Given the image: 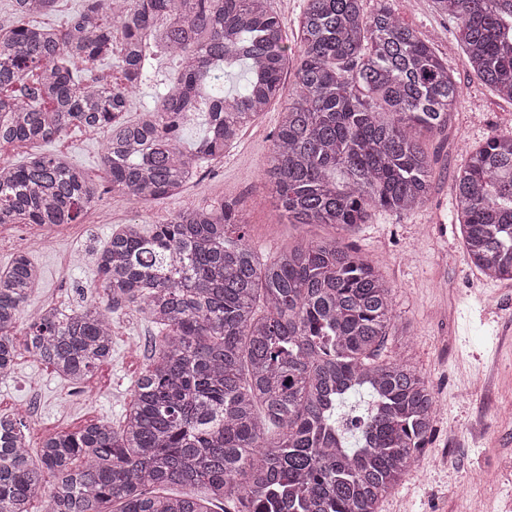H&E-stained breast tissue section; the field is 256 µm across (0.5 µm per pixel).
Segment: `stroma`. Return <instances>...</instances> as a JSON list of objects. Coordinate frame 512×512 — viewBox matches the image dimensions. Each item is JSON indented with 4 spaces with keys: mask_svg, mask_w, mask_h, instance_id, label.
I'll return each instance as SVG.
<instances>
[{
    "mask_svg": "<svg viewBox=\"0 0 512 512\" xmlns=\"http://www.w3.org/2000/svg\"><path fill=\"white\" fill-rule=\"evenodd\" d=\"M394 7L431 44L460 88L447 129L425 137L436 177L421 207L403 214L375 210L368 223L342 234L328 225H295L281 217L262 178V162L281 119L283 98L294 90L288 71L282 99L242 132L223 160L205 167L178 196L166 200L134 204L109 193L100 134L71 128L49 142L0 148V162L10 165L30 153H63L87 173L97 191L94 203L52 241L40 242L30 224L0 227V237L7 240L0 247V269L11 262L15 241L27 239L28 257L39 268L41 282L21 314L26 320L49 307L78 308L98 295L100 277L90 255L121 224L148 228L165 223L179 209L227 201L240 210L248 240L264 260L300 238L340 236L394 289L395 328L384 355L421 371L438 404L428 448L382 500L380 512H465L472 497L482 498L483 512H512V471L500 474L494 484L482 481L484 471L512 455V281L486 279L469 263L452 192L466 161L457 142L473 148L491 137L511 135L512 102L468 69L454 17L435 12L432 0H394ZM101 211L108 221H98ZM112 330L111 360L82 384L59 379L28 353L9 377L0 378V403L17 408L35 403L36 415L25 420L32 442L98 420L120 426L157 331L127 309L113 313ZM480 378L485 387H476Z\"/></svg>",
    "mask_w": 512,
    "mask_h": 512,
    "instance_id": "35a3bbf8",
    "label": "stroma"
}]
</instances>
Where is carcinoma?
<instances>
[{
	"instance_id": "cac0c4a2",
	"label": "carcinoma",
	"mask_w": 512,
	"mask_h": 512,
	"mask_svg": "<svg viewBox=\"0 0 512 512\" xmlns=\"http://www.w3.org/2000/svg\"><path fill=\"white\" fill-rule=\"evenodd\" d=\"M0 38V146L103 133L112 192L174 196L280 96L298 53L294 94L263 164L290 224L350 231L375 209L423 205L435 179L420 139L448 127L459 89L393 0H306L297 48L269 0H84L61 29L24 19L45 0H15ZM458 21L468 66L512 101V0H434ZM178 60L155 106L127 122L130 93L152 79L155 50ZM116 58L91 84L80 68ZM247 66V90L223 72ZM207 114L192 150L183 125ZM453 192L472 266L512 281V136L466 150ZM96 198L62 154L0 167V224L74 222ZM233 206L185 208L144 231L126 224L96 259L104 296L45 309L19 332L40 273L24 251L0 270V376L20 349L70 383L112 352L110 314L125 308L162 339L119 428L99 420L31 451L17 412H0V512H380L429 442L435 400L425 375L384 359L392 288L335 238L299 242L270 261ZM371 396L348 446L336 409Z\"/></svg>"
}]
</instances>
